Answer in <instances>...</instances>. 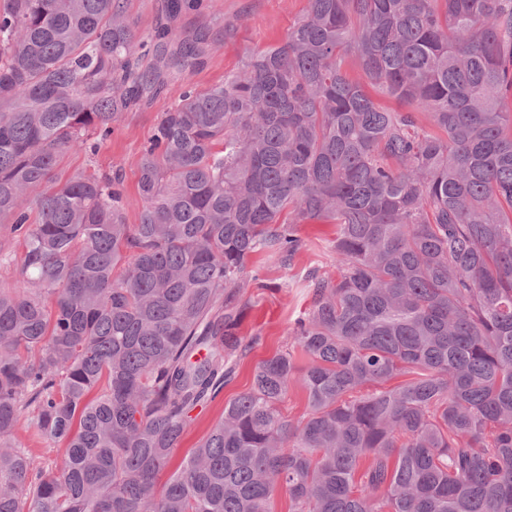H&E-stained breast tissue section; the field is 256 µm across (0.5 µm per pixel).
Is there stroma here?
<instances>
[{
    "label": "stroma",
    "mask_w": 512,
    "mask_h": 512,
    "mask_svg": "<svg viewBox=\"0 0 512 512\" xmlns=\"http://www.w3.org/2000/svg\"><path fill=\"white\" fill-rule=\"evenodd\" d=\"M306 5L307 0H202L200 8L183 11L175 22L178 31L203 29L209 35L210 51L204 66L191 73L169 76L168 89L124 112L113 123L111 136L100 142L95 153L72 150L62 155L56 167L58 180L79 174L119 172L124 219L129 224L137 223L141 210L140 159L161 113L175 104L174 88L187 84L201 90L223 82L225 74L240 65L245 53L280 43ZM299 234L304 247L290 266H282L267 255L256 258L252 268L256 279L247 288L249 302L238 328L243 356L216 399L194 411L171 468H178L223 417L225 405L249 388L255 365L287 348L289 330L311 304L308 273L315 269L322 273L334 271L335 225L303 224Z\"/></svg>",
    "instance_id": "obj_1"
}]
</instances>
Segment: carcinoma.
I'll return each instance as SVG.
<instances>
[{"label": "carcinoma", "mask_w": 512, "mask_h": 512, "mask_svg": "<svg viewBox=\"0 0 512 512\" xmlns=\"http://www.w3.org/2000/svg\"><path fill=\"white\" fill-rule=\"evenodd\" d=\"M185 7L143 68L122 0L0 6V222L24 249L0 283V512H272L279 490L288 512H512V0H307L281 44L175 89L127 224L119 176L54 168L205 64ZM312 221L336 275L159 481L235 370L252 258L290 265ZM24 433L63 447L49 472ZM281 408L285 414L299 418L307 411V401L303 390L296 384H291L285 396Z\"/></svg>", "instance_id": "1"}]
</instances>
